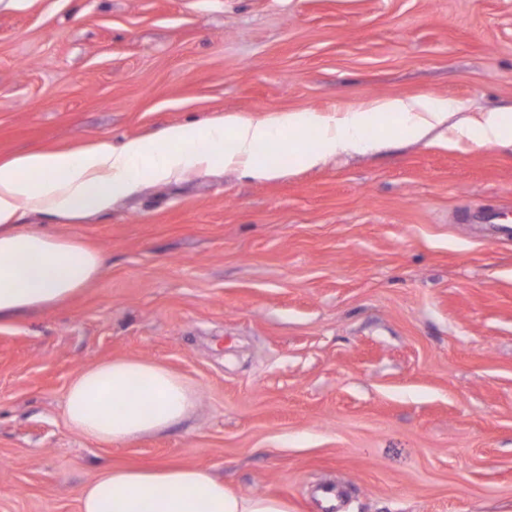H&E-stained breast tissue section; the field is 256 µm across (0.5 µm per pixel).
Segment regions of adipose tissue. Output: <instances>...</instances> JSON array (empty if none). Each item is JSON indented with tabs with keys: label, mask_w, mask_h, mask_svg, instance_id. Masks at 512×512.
Here are the masks:
<instances>
[{
	"label": "adipose tissue",
	"mask_w": 512,
	"mask_h": 512,
	"mask_svg": "<svg viewBox=\"0 0 512 512\" xmlns=\"http://www.w3.org/2000/svg\"><path fill=\"white\" fill-rule=\"evenodd\" d=\"M453 102L390 97L332 115L289 112L261 120L235 115L206 124H177L149 140L99 144L80 154L31 151L0 164V321L63 303L94 281L100 252L72 239L19 223L22 211L78 216L107 209L144 183L181 179L191 171L236 167L253 179L278 176L264 145L313 167L357 152L372 127L394 122L405 139L420 140L446 127L448 143L512 146V109L455 119ZM314 130L316 141L301 136ZM232 152L219 150L223 140ZM192 388L169 369L120 358L79 371L63 414L83 437L120 444L166 431L190 416ZM80 512H288L286 501L234 493L200 467L107 468L82 489Z\"/></svg>",
	"instance_id": "ef3b65f1"
}]
</instances>
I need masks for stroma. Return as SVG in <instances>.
Listing matches in <instances>:
<instances>
[{
  "label": "stroma",
  "instance_id": "35a3bbf8",
  "mask_svg": "<svg viewBox=\"0 0 512 512\" xmlns=\"http://www.w3.org/2000/svg\"><path fill=\"white\" fill-rule=\"evenodd\" d=\"M512 108V0H0V163L237 114L388 97ZM512 148L378 151L149 184L24 223L103 258L70 301L0 322V512H79L104 467L207 469L321 512H512ZM159 363L195 412L120 445L67 386Z\"/></svg>",
  "mask_w": 512,
  "mask_h": 512
}]
</instances>
